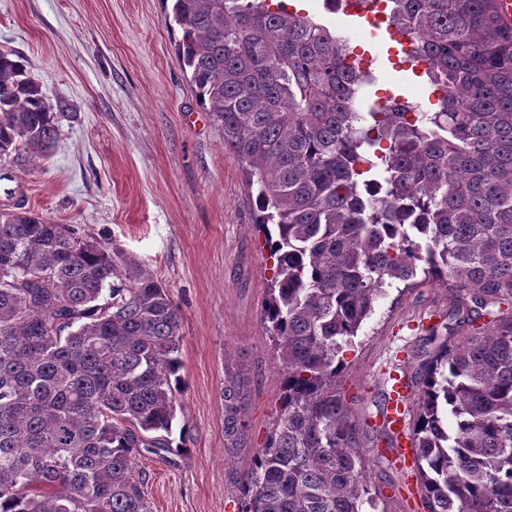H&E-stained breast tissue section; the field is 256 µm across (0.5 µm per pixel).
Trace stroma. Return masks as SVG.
<instances>
[{
  "label": "stroma",
  "mask_w": 512,
  "mask_h": 512,
  "mask_svg": "<svg viewBox=\"0 0 512 512\" xmlns=\"http://www.w3.org/2000/svg\"><path fill=\"white\" fill-rule=\"evenodd\" d=\"M301 8L374 62L363 108L402 93L427 104L424 78L395 70L388 34L364 19L330 12L323 0ZM179 31L161 0H0V51L22 57L29 74L66 117L51 155L21 175L23 206L116 244L165 284L182 316L185 387L175 429L179 454H147L152 512H239L236 483L252 465L280 407L283 370L262 318L275 260L254 227L257 202L224 133L202 108L178 61ZM448 291L424 281L393 284L375 305L336 378L366 455V483L382 512H409L396 496L416 478L371 452L373 424L392 367L412 368L407 353L420 323L448 310ZM249 381L248 445L224 452V372Z\"/></svg>",
  "instance_id": "obj_1"
}]
</instances>
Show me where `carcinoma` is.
<instances>
[{
	"mask_svg": "<svg viewBox=\"0 0 512 512\" xmlns=\"http://www.w3.org/2000/svg\"><path fill=\"white\" fill-rule=\"evenodd\" d=\"M165 23L224 149L257 191L276 259L262 317L280 408L240 479L241 512L375 507L339 354L385 288L424 279L464 301L465 346L412 351L409 433L427 512H512V19L498 0H388L439 94L358 111L348 46L267 0H171ZM62 112L0 52V512H151L136 470L172 439L182 320L166 286L117 247L14 201ZM248 380L224 374V449L247 447Z\"/></svg>",
	"mask_w": 512,
	"mask_h": 512,
	"instance_id": "1",
	"label": "carcinoma"
}]
</instances>
